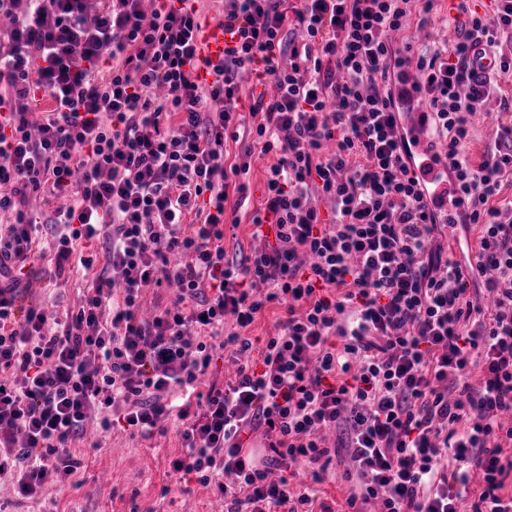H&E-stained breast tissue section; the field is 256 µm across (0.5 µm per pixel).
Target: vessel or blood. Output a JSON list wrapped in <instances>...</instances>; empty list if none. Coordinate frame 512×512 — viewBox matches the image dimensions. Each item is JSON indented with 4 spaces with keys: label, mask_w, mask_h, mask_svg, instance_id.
I'll return each instance as SVG.
<instances>
[{
    "label": "vessel or blood",
    "mask_w": 512,
    "mask_h": 512,
    "mask_svg": "<svg viewBox=\"0 0 512 512\" xmlns=\"http://www.w3.org/2000/svg\"><path fill=\"white\" fill-rule=\"evenodd\" d=\"M198 38L204 56L210 64L224 58V47L230 36L222 22L205 19L200 23ZM417 77L413 71H406L396 89V103L404 114V122L413 141L412 149L417 158L415 172L429 189V201L435 204L445 221L457 222L463 206L449 200L448 171L442 151L434 147L428 134L425 118L426 106L414 89Z\"/></svg>",
    "instance_id": "obj_1"
}]
</instances>
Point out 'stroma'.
I'll list each match as a JSON object with an SVG mask.
<instances>
[{"instance_id": "obj_1", "label": "stroma", "mask_w": 512, "mask_h": 512, "mask_svg": "<svg viewBox=\"0 0 512 512\" xmlns=\"http://www.w3.org/2000/svg\"><path fill=\"white\" fill-rule=\"evenodd\" d=\"M452 6L436 4L426 30L410 25L404 39L414 46H444L455 38ZM224 247L227 254L251 252L261 247L253 235L245 208L235 198L224 205ZM163 435L149 438L127 431L102 432L88 424L75 458L83 465L67 487L49 482L40 502L20 501L14 489L0 485V512H224V502L211 488L196 482L180 483L170 470L171 460L183 451L177 422L167 424Z\"/></svg>"}]
</instances>
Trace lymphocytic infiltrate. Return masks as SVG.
<instances>
[{
    "label": "lymphocytic infiltrate",
    "instance_id": "1",
    "mask_svg": "<svg viewBox=\"0 0 512 512\" xmlns=\"http://www.w3.org/2000/svg\"><path fill=\"white\" fill-rule=\"evenodd\" d=\"M98 2L0 0V484L35 502L68 480L97 413L144 436L178 421L173 472L224 512H299L337 457L350 512H512V123L469 152L488 99L512 112V0L462 2L456 40L420 50L391 38L410 0H224L235 41L207 83L197 0ZM407 67L470 205L453 232L413 171ZM257 152L275 156L251 217L264 245L230 260L224 204L249 200ZM38 194L60 199L52 216ZM102 239L78 310L47 319L32 295L90 269ZM150 285L174 300L146 319ZM273 303L286 316L255 345L243 331ZM217 337L233 370L208 384ZM301 469L313 485L291 493Z\"/></svg>",
    "mask_w": 512,
    "mask_h": 512
}]
</instances>
